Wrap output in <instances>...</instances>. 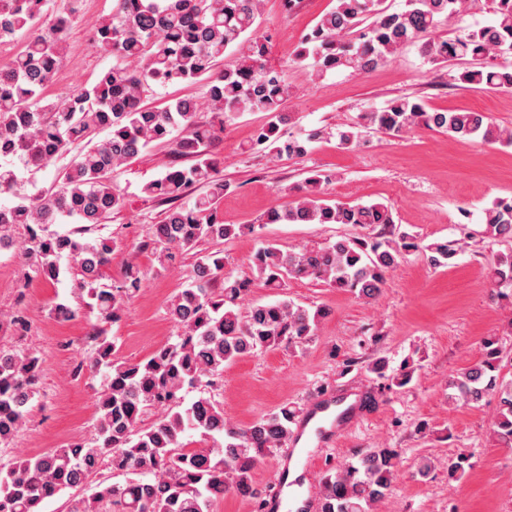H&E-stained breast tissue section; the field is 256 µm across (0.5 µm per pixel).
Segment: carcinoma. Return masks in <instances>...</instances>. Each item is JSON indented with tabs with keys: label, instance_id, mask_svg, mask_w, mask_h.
Here are the masks:
<instances>
[{
	"label": "carcinoma",
	"instance_id": "obj_1",
	"mask_svg": "<svg viewBox=\"0 0 512 512\" xmlns=\"http://www.w3.org/2000/svg\"><path fill=\"white\" fill-rule=\"evenodd\" d=\"M81 0H70L68 13L43 21L48 0H0V41L22 33L24 49L0 66V246L21 238L24 261L37 274L57 281L70 274L75 291L87 298L97 323L84 337L89 362H80L77 377L104 372L97 401L95 434L88 441L0 464V512H41L42 504L69 493L67 512H213L214 502L233 491L253 493V471L268 453L288 441L295 414L288 408L245 428L224 420L212 396L224 366L282 344L315 335L328 316L290 300L240 307L250 281L224 274L222 251L198 254L191 282L166 307L179 327L174 340L160 345L142 361L117 354L106 325L121 320L126 304L142 282V272L125 271L120 286L104 282L116 241L93 235L94 228L126 206L112 182V171L139 156L154 142H168L180 157L193 158L188 168H174L146 183L145 198L173 204L150 227L151 249L161 266H174L202 243L219 245L241 229L218 217V202L227 185L216 162L202 157V147L224 132L241 112H262L256 144L276 158H302L318 137L281 140V126L292 92L269 65L268 40L258 35L260 0H114L112 16L99 23L96 38L116 64L91 85L48 102L44 90L53 83L62 60L66 31L79 18ZM495 20L473 28L460 26L452 38L438 36L443 23L461 20L465 0H406L391 12L384 0H336L302 37L294 61L311 59L312 76L336 70L369 73L407 44L418 43L431 63L471 58L481 61L512 52V0H491ZM242 50L224 62L229 50ZM202 81L200 98L179 99L164 108L143 104L153 85ZM459 81L469 88L512 90V63L467 69ZM210 121H199L201 112ZM357 126L399 136L423 129L447 133L462 142L512 144V129L501 128L484 112L433 111L418 98L401 96L383 108L363 112ZM106 130L101 141L89 139ZM75 152L47 191L28 193L20 173L34 174L56 158ZM328 176L318 170L292 188L293 199L271 207L262 224H353L380 226L367 238H342L317 248L284 251L264 243L250 258L251 270L273 290L285 279H309L377 298L388 274L411 253H429L435 266L457 254L453 241L428 245L414 236L395 235L392 209L384 203L350 205L323 198ZM199 184L205 193L190 206H177L184 189ZM482 234L512 241V199L484 209ZM53 224H71L66 232ZM490 283L498 297L512 296V251L491 267ZM512 358L496 342L483 343L480 358L449 384L457 405L478 406L497 399L493 434L512 448ZM41 357L34 352H0V442L18 434L28 405L40 395ZM198 396L187 399L190 391ZM158 412L148 426L147 410ZM197 436L204 448L185 442ZM467 456L448 459V482L466 474ZM126 476L123 484L100 481L87 495L80 489L102 467ZM400 472L393 448H371L356 455L319 486V512H374L387 500Z\"/></svg>",
	"mask_w": 512,
	"mask_h": 512
}]
</instances>
